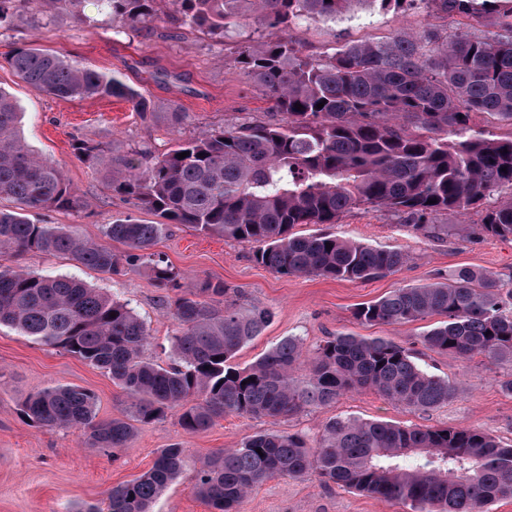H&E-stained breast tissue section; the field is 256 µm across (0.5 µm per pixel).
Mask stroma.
<instances>
[{"mask_svg":"<svg viewBox=\"0 0 512 512\" xmlns=\"http://www.w3.org/2000/svg\"><path fill=\"white\" fill-rule=\"evenodd\" d=\"M448 33L467 29L489 31L484 18L448 15L432 18L424 0L401 11L357 10L348 21L303 19L290 37L304 54L316 55L331 45L377 40L399 32L413 33L428 23ZM265 32L247 22L218 41L180 25L169 0H160L154 20L134 32H121L102 0H82L78 14L57 13L40 18L20 11L13 26L0 32V89L11 94L23 113L21 133L27 143L59 163L76 192L89 206L79 211L38 210L31 220L66 224L79 237L103 242V225L133 216L156 223L154 213L136 201L112 194L101 173L80 162L76 141L100 144L119 158L128 151L149 148L161 153L176 139L229 124H278L283 116L264 90L234 62L239 46L259 43ZM38 46L80 66L117 75L152 102L148 114L117 98L60 100L14 76L6 60L15 48ZM184 112L181 126L168 114ZM482 207L464 214L430 216L433 224H453L457 230L442 240L416 233L404 218L383 210L355 209L333 224H299L295 233H329L379 249L410 256L398 271L368 281H338L320 277L282 276L254 259L256 244L204 236L181 224L170 225L154 247L185 275L184 287L206 280L224 281L236 292L239 307L268 309L272 317L261 332L234 358L245 367L288 336L300 337L306 356L327 337L351 333L384 338L414 351L430 373L457 379L463 391L443 407L423 412L394 404L371 389H360L336 402L286 418L227 416L201 432H188L176 412L164 420L138 426L122 448H95L74 430L36 427L19 414L29 395L57 385H77L93 392L99 419L124 416L128 398L111 379L77 358L36 342L17 331L0 328V512H80L94 505L106 508L111 488L149 469L157 453L172 444L185 450L183 472L165 489L152 512H212L195 493L196 473L212 453L239 447L258 432L302 433L317 441L325 422L335 417L387 420L403 426L470 427L492 433L512 445V394L500 380L512 368L475 358L466 363L455 356L425 349L418 341L434 318L404 325H364L353 317L356 305L406 286L447 281L461 268L490 272L512 280V242L475 232ZM39 274L82 279L103 292L131 301L146 320L151 343L146 357L167 362L177 322L162 307L160 292L138 272L108 277L76 267L62 257L40 253H0V265ZM239 512H411L409 505L368 497L326 484L317 478H272L254 488Z\"/></svg>","mask_w":512,"mask_h":512,"instance_id":"1","label":"stroma"}]
</instances>
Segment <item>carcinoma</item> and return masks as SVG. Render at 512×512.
I'll return each mask as SVG.
<instances>
[{
	"instance_id": "obj_1",
	"label": "carcinoma",
	"mask_w": 512,
	"mask_h": 512,
	"mask_svg": "<svg viewBox=\"0 0 512 512\" xmlns=\"http://www.w3.org/2000/svg\"><path fill=\"white\" fill-rule=\"evenodd\" d=\"M81 2L0 0V30L12 28L20 8L76 13ZM105 2L125 31L156 14L157 0ZM406 2L172 0L181 25L220 41L247 18L268 30L260 47L241 46L234 61L284 119L208 129L164 153L135 149L119 160L97 143H77L75 156L103 172L113 194L161 218L143 224L128 216L105 225L104 235L126 246L121 255L64 224L28 218L31 210L76 211L86 202L58 166L26 144L22 112L0 90V199L16 206L0 210V251L64 255L111 277L143 273L165 292L168 313L179 324L172 362L163 366L143 357L149 328L129 302L73 277L0 266V327L105 372L130 400L125 417L102 421L93 393L58 385L27 397L22 418L73 428L91 446L114 449L124 446L136 424L155 423L172 410L181 428L198 432L226 415L287 417L363 388L424 412L459 395V381L428 373L410 349L344 333L327 337L309 359L301 340L289 336L241 368L233 358L262 332L270 312L239 310L220 280L181 290V273L153 251L168 225L184 224L204 235L260 244L256 262L282 276L365 281L397 271L408 254L327 233L299 236L293 227L334 224L354 209H387L406 215L429 237L446 236L453 225L425 219L462 213L512 191V134L489 137L473 121L489 114L512 127V0H424L437 14L490 18L496 28L490 36L461 30L450 37L428 24L416 34L310 56L288 35L302 18L331 20L354 5L386 10ZM8 64L22 82L59 99L121 98L143 114L152 111L151 101L119 78L40 48L19 47ZM182 152L188 156L179 158ZM479 231L512 240V195L485 212ZM434 315L443 320L420 336L424 348L465 362L482 356L512 365V281L492 273L462 268L446 282L397 288L353 311L368 325ZM184 458L178 444L161 449L148 471L112 488L108 512H151ZM272 477H316L401 501L413 512H489L495 502L512 499V446L467 427L337 417L323 425L314 447L297 433H256L238 448L207 457L196 490L217 512H236Z\"/></svg>"
}]
</instances>
